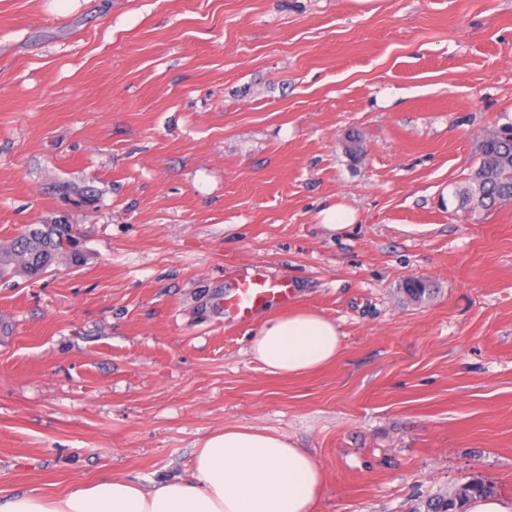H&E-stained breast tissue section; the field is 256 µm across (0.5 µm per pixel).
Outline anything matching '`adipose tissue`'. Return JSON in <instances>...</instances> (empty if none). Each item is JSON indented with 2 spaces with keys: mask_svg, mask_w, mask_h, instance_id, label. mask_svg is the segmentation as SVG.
<instances>
[{
  "mask_svg": "<svg viewBox=\"0 0 512 512\" xmlns=\"http://www.w3.org/2000/svg\"><path fill=\"white\" fill-rule=\"evenodd\" d=\"M342 351L336 322L294 308L267 319L249 353L272 374H301ZM324 472L312 455L264 429L228 426L199 448L191 479L144 488L122 476L60 496L33 489L0 501V512H312Z\"/></svg>",
  "mask_w": 512,
  "mask_h": 512,
  "instance_id": "obj_1",
  "label": "adipose tissue"
}]
</instances>
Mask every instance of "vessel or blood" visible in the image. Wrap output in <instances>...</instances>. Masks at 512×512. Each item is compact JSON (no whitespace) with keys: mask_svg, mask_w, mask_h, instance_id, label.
<instances>
[{"mask_svg":"<svg viewBox=\"0 0 512 512\" xmlns=\"http://www.w3.org/2000/svg\"><path fill=\"white\" fill-rule=\"evenodd\" d=\"M292 295L291 282L271 277L260 266L248 264L237 271L224 297V316L230 324H243L258 308L271 302H289Z\"/></svg>","mask_w":512,"mask_h":512,"instance_id":"1","label":"vessel or blood"}]
</instances>
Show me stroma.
Returning a JSON list of instances; mask_svg holds the SVG:
<instances>
[{"label":"stroma","instance_id":"stroma-1","mask_svg":"<svg viewBox=\"0 0 512 512\" xmlns=\"http://www.w3.org/2000/svg\"><path fill=\"white\" fill-rule=\"evenodd\" d=\"M51 3L0 0V244L65 224L78 254L0 281V498L187 480L227 426L308 451L313 512L512 497V201L455 197L512 123V0ZM246 261L336 321V361L252 359L282 307L225 327ZM322 224L332 230H343L355 221L354 212L343 204L323 209L320 213Z\"/></svg>","mask_w":512,"mask_h":512}]
</instances>
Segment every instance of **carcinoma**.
I'll use <instances>...</instances> for the list:
<instances>
[{
    "label": "carcinoma",
    "instance_id": "carcinoma-1",
    "mask_svg": "<svg viewBox=\"0 0 512 512\" xmlns=\"http://www.w3.org/2000/svg\"><path fill=\"white\" fill-rule=\"evenodd\" d=\"M459 207L479 216L502 202L512 200V124L489 131L483 138L478 166L456 191ZM64 231L56 224H38L25 229L0 246V279L42 276L64 253ZM404 293L420 301L429 288L422 280L406 282ZM492 487L471 480L454 493L428 501L427 512H464L475 496L489 495Z\"/></svg>",
    "mask_w": 512,
    "mask_h": 512
}]
</instances>
